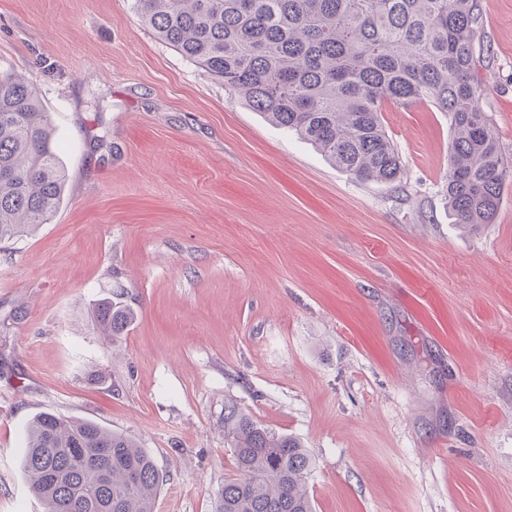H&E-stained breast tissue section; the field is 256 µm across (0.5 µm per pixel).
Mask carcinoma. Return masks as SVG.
Instances as JSON below:
<instances>
[{"instance_id":"1","label":"carcinoma","mask_w":512,"mask_h":512,"mask_svg":"<svg viewBox=\"0 0 512 512\" xmlns=\"http://www.w3.org/2000/svg\"><path fill=\"white\" fill-rule=\"evenodd\" d=\"M132 8L158 39L357 179L400 178L385 103L429 102L448 113L453 222L493 223L512 165L480 105L478 0H132ZM66 179L38 90L0 70V242L49 223ZM130 321L119 301L97 306V329L113 344ZM224 434L236 476L216 492L214 512H313L306 479L316 460L300 440L234 406ZM21 464L43 512H154L159 472L123 433L39 413Z\"/></svg>"}]
</instances>
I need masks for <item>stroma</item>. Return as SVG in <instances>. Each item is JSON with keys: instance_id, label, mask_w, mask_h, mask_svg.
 <instances>
[{"instance_id": "stroma-1", "label": "stroma", "mask_w": 512, "mask_h": 512, "mask_svg": "<svg viewBox=\"0 0 512 512\" xmlns=\"http://www.w3.org/2000/svg\"><path fill=\"white\" fill-rule=\"evenodd\" d=\"M479 13L512 156V0ZM0 68L39 90L68 174L51 222L0 243V512H42L20 465L42 412L145 448L155 512H212L232 404L315 457L314 512H512V177L493 223L454 225L447 113L385 104L402 173L355 179L131 0H0ZM131 318L130 310L114 299L103 300L96 309L97 329L112 344L122 338Z\"/></svg>"}]
</instances>
